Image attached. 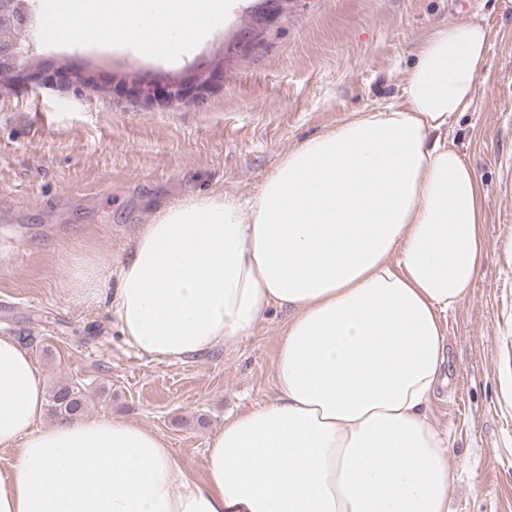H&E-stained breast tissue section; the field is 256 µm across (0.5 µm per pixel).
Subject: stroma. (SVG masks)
Listing matches in <instances>:
<instances>
[{"instance_id": "1", "label": "stroma", "mask_w": 512, "mask_h": 512, "mask_svg": "<svg viewBox=\"0 0 512 512\" xmlns=\"http://www.w3.org/2000/svg\"><path fill=\"white\" fill-rule=\"evenodd\" d=\"M236 9L192 58L222 52L248 25ZM488 32L485 69L448 141L485 193L486 248L465 299L449 309L448 364L427 415L448 440L454 512H512V0H288L263 41L229 63L223 86L188 104L129 108L60 85L0 92V336L26 352L46 388L82 387L86 418L139 423L163 436L196 480L231 412L273 397L288 322L271 311L249 337L178 363L124 343L109 310L126 260L159 205L197 192L246 198L307 139L388 104L436 27ZM41 57L106 69L173 71L155 56L59 35ZM101 255L99 294L72 285L78 260Z\"/></svg>"}]
</instances>
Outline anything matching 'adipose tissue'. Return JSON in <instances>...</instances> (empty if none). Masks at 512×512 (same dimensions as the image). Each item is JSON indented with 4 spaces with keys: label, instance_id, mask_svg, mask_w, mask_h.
<instances>
[{
    "label": "adipose tissue",
    "instance_id": "1",
    "mask_svg": "<svg viewBox=\"0 0 512 512\" xmlns=\"http://www.w3.org/2000/svg\"><path fill=\"white\" fill-rule=\"evenodd\" d=\"M70 38L190 55L226 0H49ZM120 25H113V18ZM477 24L430 31L396 102L289 151L241 201L158 208L117 269L124 342L176 363L290 310L276 394L225 418L193 479L158 433L115 419L40 427L45 385L0 336V512H451L453 476L427 419L443 324L484 249V194L442 134L486 62Z\"/></svg>",
    "mask_w": 512,
    "mask_h": 512
}]
</instances>
